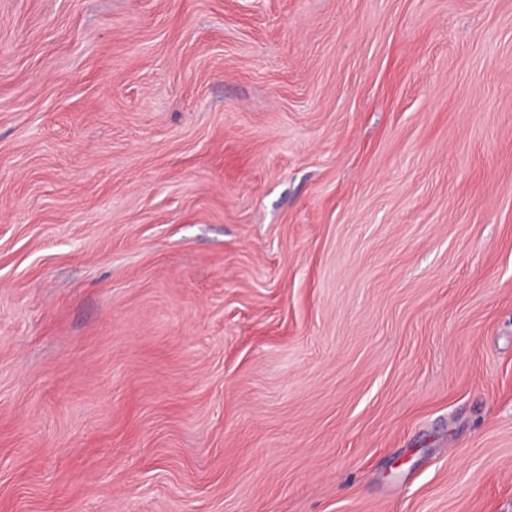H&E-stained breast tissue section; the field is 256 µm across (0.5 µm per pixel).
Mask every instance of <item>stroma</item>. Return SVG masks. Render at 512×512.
Returning <instances> with one entry per match:
<instances>
[{"label": "stroma", "instance_id": "35a3bbf8", "mask_svg": "<svg viewBox=\"0 0 512 512\" xmlns=\"http://www.w3.org/2000/svg\"><path fill=\"white\" fill-rule=\"evenodd\" d=\"M0 512H512V0H0Z\"/></svg>", "mask_w": 512, "mask_h": 512}]
</instances>
